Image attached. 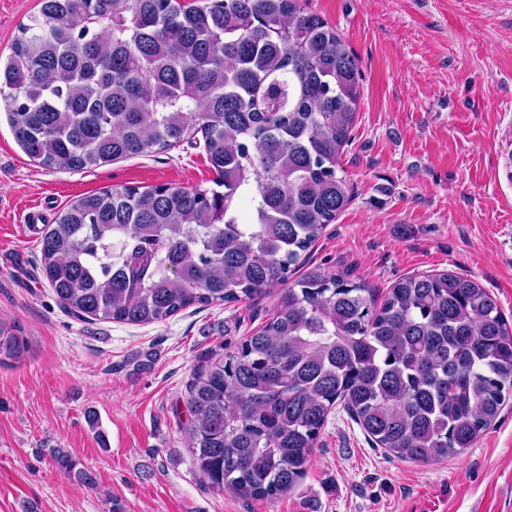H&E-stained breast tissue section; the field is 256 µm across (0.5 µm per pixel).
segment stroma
<instances>
[{"label": "stroma", "mask_w": 512, "mask_h": 512, "mask_svg": "<svg viewBox=\"0 0 512 512\" xmlns=\"http://www.w3.org/2000/svg\"><path fill=\"white\" fill-rule=\"evenodd\" d=\"M37 0H0L8 52ZM360 61L361 101L339 175L353 200L327 225L310 266L386 292L451 271L512 317V0H311ZM202 146L80 171L29 158L0 107V318L26 340L0 366V512H512V400L472 448L414 464L372 447L335 408L295 488L242 500L210 488L187 447L186 384L211 353L233 351L277 297L189 307L165 322L84 321L43 277L48 218L87 194L209 187ZM64 448L97 489L59 472Z\"/></svg>", "instance_id": "1"}]
</instances>
